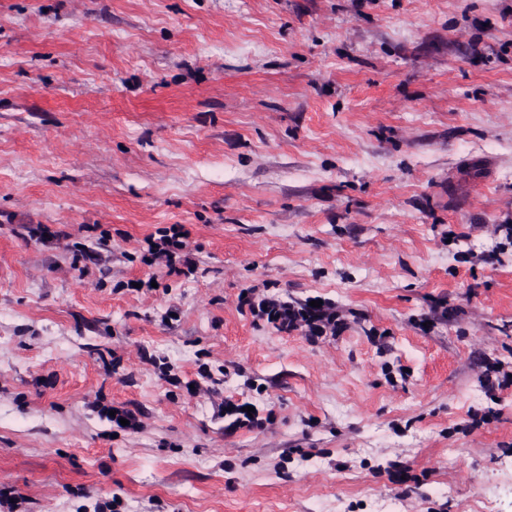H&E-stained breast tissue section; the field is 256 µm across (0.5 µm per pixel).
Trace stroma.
<instances>
[{
    "label": "stroma",
    "instance_id": "obj_1",
    "mask_svg": "<svg viewBox=\"0 0 512 512\" xmlns=\"http://www.w3.org/2000/svg\"><path fill=\"white\" fill-rule=\"evenodd\" d=\"M175 224L187 277L141 261ZM504 224L512 0H0V486L15 512H512ZM248 288L348 327L279 332Z\"/></svg>",
    "mask_w": 512,
    "mask_h": 512
}]
</instances>
